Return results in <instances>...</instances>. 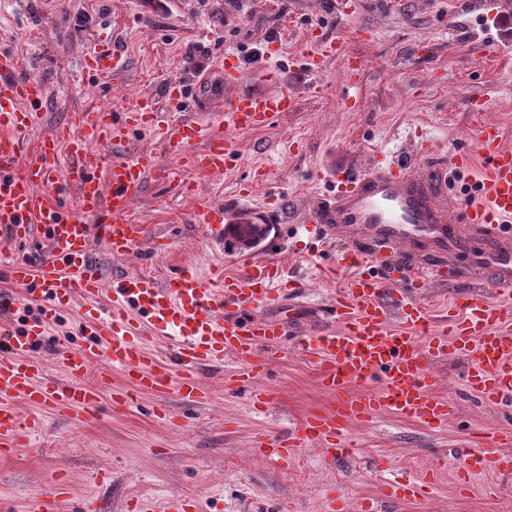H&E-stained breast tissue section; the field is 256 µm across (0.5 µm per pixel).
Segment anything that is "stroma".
Masks as SVG:
<instances>
[{"label":"stroma","instance_id":"obj_1","mask_svg":"<svg viewBox=\"0 0 512 512\" xmlns=\"http://www.w3.org/2000/svg\"><path fill=\"white\" fill-rule=\"evenodd\" d=\"M0 0V50L21 60L20 77L47 86L43 121L27 142L65 124L77 110L120 107L128 95L161 94L175 77L188 81L189 95L210 109L223 108L225 54L248 48L261 58L244 63L239 90L270 92L294 87L296 111L268 127L233 133L238 161L210 176L192 171L188 156L169 154L150 135H131L127 153L148 148L161 166L174 169L191 187L148 179L132 215L148 237L167 238L166 253L135 260L112 258L103 247L95 257L109 275L138 271L164 279L186 268L200 271L232 261L236 250L219 246L192 219L196 201L224 208V221L264 224L268 235L259 256L281 262L288 271L285 291L266 316L287 321L308 333L334 329L327 303L352 273L340 269L343 241L327 239L309 257L310 234L302 219L331 191L328 181L342 166H362L373 149L392 148L423 128L431 146L425 164L457 152L472 155L465 171L445 167L448 192L458 207L473 198L484 159L478 132L497 124L512 147V0H487L472 11L469 0H361L357 10L340 16L325 0ZM294 26L281 30V16ZM328 38L362 58L357 102L346 99L342 59L315 65L300 56L307 37ZM119 46L124 72L104 77L83 70L87 53ZM195 63H188L187 53ZM319 67L318 92H310L311 67ZM263 178H255V167ZM484 241L471 237L448 253L452 277L417 288L432 321H440L453 295L489 293L494 275L481 265ZM80 307L63 311L36 350L48 378L64 381L51 350L66 341L82 344ZM269 365L266 385L272 399L266 411L253 409L245 392L227 393L224 373L232 361L202 368L209 401L185 404L176 392L164 399L140 394L135 406L116 412L102 398L95 413L81 410L43 413L41 430L22 441L13 454L0 456V512H22L34 495L52 484H69L64 512H81L96 499L101 512H126L130 501L162 507L172 495L197 502L203 512H261L270 502L285 512H323L336 494L351 512L374 499L377 512H512V474L492 468L462 484L459 453L481 452L484 433L502 428L511 407L486 405L464 390L469 361L462 355L434 359L430 381L453 410L437 431L394 415L357 423L351 455L337 460L321 449H296L281 468L253 450L256 435L285 436L296 431L306 412L328 398L316 385V371L295 345L261 349ZM166 404L173 423L152 409ZM416 476L427 485L423 502L384 496L381 476Z\"/></svg>","mask_w":512,"mask_h":512}]
</instances>
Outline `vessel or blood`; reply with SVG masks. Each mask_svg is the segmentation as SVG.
Masks as SVG:
<instances>
[{
  "mask_svg": "<svg viewBox=\"0 0 512 512\" xmlns=\"http://www.w3.org/2000/svg\"><path fill=\"white\" fill-rule=\"evenodd\" d=\"M18 65L13 53L0 52V237L27 240L39 224L47 252L38 261L17 259L9 265L15 286L23 291L39 287L42 303L38 317L19 331L10 324L25 307V298L0 304V331L7 333V347L0 350V447L18 448L26 435L38 431L42 409L91 410L106 390L118 406L135 404L143 392L160 395L171 389L187 404H204L209 389L196 369L227 358L236 369L225 375V388L246 391L251 406L263 409L270 392L263 384L268 364L259 349L281 345L287 334L282 322L262 313L277 300L273 285L281 271L274 261L248 256L232 275L193 270L161 281L141 273L109 280L93 260L92 249L101 244L112 256L124 257L146 244L156 252L165 247L163 241H147L143 225L129 217L147 176L158 168L152 151L125 155L133 132L150 133L173 153H189L197 173L206 175L237 162L233 141L216 134L217 126L238 132L264 128L297 109L295 91H236L239 61L228 55L224 78L232 92L223 109L205 119L186 117L185 85L173 80L160 98L147 94L119 109L73 113L29 150L25 140L42 122L46 89L40 81L16 79ZM124 66L121 52L106 50L87 55L83 68L101 76L119 73ZM478 141L487 158L485 199L462 210L449 199L436 168L421 165L424 150L414 145L389 152L385 162L333 173V196L308 221L322 233L348 240L343 263L366 261L377 272L353 277L332 300L337 329L300 342L329 402L304 417L297 437L258 436L256 452L276 466L287 467L292 449L307 441L332 456L344 455L354 445L350 425L383 413L432 430L444 427L451 406L427 377L432 360L450 353L470 356L465 380L483 400L494 404L512 398V331L502 326V298L512 293V147L503 145L493 124L484 125ZM106 148L112 150V160H105ZM64 154L70 159L66 180L74 191L71 207L45 192L55 185ZM193 216L216 241H223V207L200 203ZM464 224L498 244L499 294L488 299L457 295L447 323L433 330L427 307L401 287L407 268L397 255L419 243L447 254L461 246ZM78 299L87 303L82 314L85 342L77 348L57 344L54 356L66 379H46L35 350L63 309ZM227 303L236 315L224 314ZM157 339L173 342L180 374H173L153 350ZM116 372L128 388L110 390ZM22 403L28 413H20ZM500 438L497 432L484 435V444L493 451L466 455L463 477L486 466L512 470V455L496 450ZM387 492L415 502L426 495L424 482L414 477L388 484ZM63 502V489H52L33 496L24 512H62Z\"/></svg>",
  "mask_w": 512,
  "mask_h": 512,
  "instance_id": "vessel-or-blood-1",
  "label": "vessel or blood"
}]
</instances>
